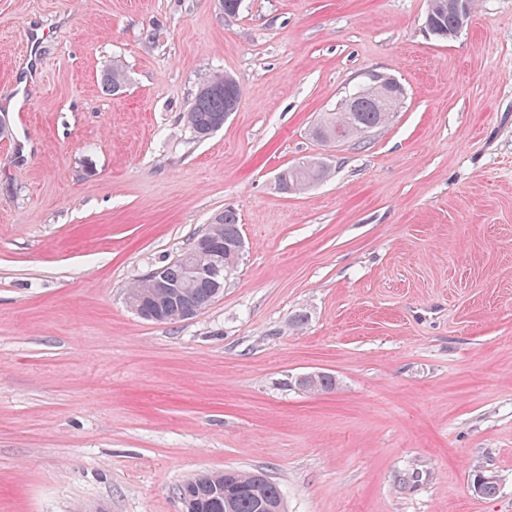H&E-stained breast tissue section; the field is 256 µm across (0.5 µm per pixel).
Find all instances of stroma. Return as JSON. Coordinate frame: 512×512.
Segmentation results:
<instances>
[{
    "label": "stroma",
    "instance_id": "obj_1",
    "mask_svg": "<svg viewBox=\"0 0 512 512\" xmlns=\"http://www.w3.org/2000/svg\"><path fill=\"white\" fill-rule=\"evenodd\" d=\"M427 6L0 0V512H182L229 468L286 512H512V0L448 40ZM216 72L242 98L200 139L182 116ZM372 73L400 111L312 139ZM313 158L329 177L283 192ZM228 208L223 294L130 310ZM318 372L335 391L297 385Z\"/></svg>",
    "mask_w": 512,
    "mask_h": 512
}]
</instances>
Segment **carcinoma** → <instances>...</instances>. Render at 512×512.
Masks as SVG:
<instances>
[{"label":"carcinoma","instance_id":"1","mask_svg":"<svg viewBox=\"0 0 512 512\" xmlns=\"http://www.w3.org/2000/svg\"><path fill=\"white\" fill-rule=\"evenodd\" d=\"M429 28L439 31V37H448V31L457 27V14L451 7V0H429L426 15ZM105 84L119 91L126 82L122 65L115 62L104 74ZM356 108L353 111L338 109L323 113L312 128V136L322 142L353 140L369 131L385 126L399 108L402 98L391 97L377 82H370L355 90ZM241 100V89L235 80L224 74H215L202 83L187 112L183 114L185 124L195 136L205 137L224 125V119L236 111ZM327 168L321 164L303 163L282 170L279 186L286 191L300 190L312 183L323 180ZM204 236L211 240L218 251L220 264H226L228 249L241 240L239 219L232 210H226L214 217ZM190 247L175 260L164 265L167 278L183 285L179 293L153 301L150 309L167 315V322L178 321L177 314L200 298L208 297L215 285L212 283H191L187 279L184 256ZM234 480L251 488V492L234 502L233 512H266L265 504L282 498L277 483L262 471H239L230 469L219 472H205L183 483L180 496L193 502L197 512H224V502L211 496V489Z\"/></svg>","mask_w":512,"mask_h":512}]
</instances>
